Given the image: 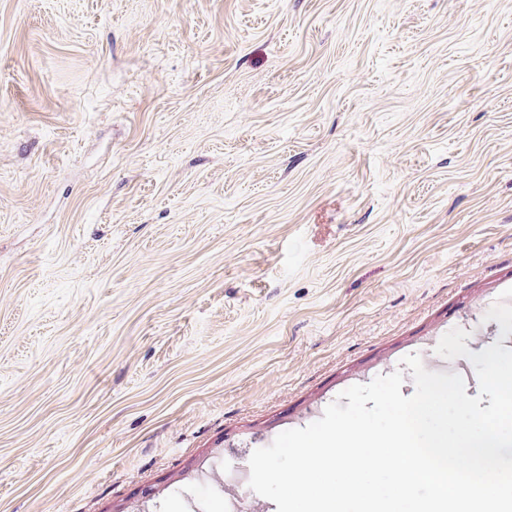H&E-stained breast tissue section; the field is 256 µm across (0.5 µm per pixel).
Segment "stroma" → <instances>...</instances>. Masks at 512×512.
<instances>
[{"label": "stroma", "mask_w": 512, "mask_h": 512, "mask_svg": "<svg viewBox=\"0 0 512 512\" xmlns=\"http://www.w3.org/2000/svg\"><path fill=\"white\" fill-rule=\"evenodd\" d=\"M511 287L512 0H0V512H276Z\"/></svg>", "instance_id": "stroma-1"}]
</instances>
